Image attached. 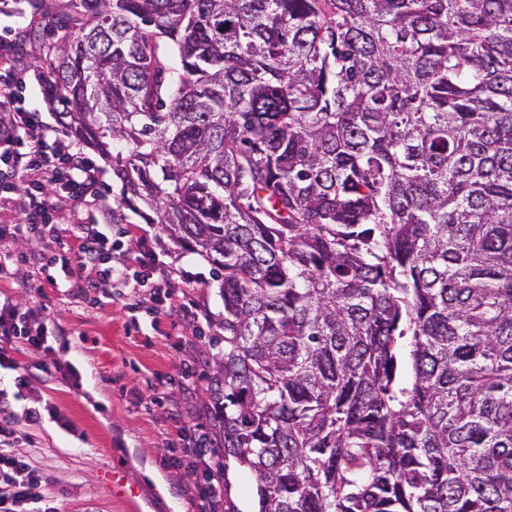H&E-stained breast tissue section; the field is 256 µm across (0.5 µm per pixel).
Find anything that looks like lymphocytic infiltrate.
I'll return each mask as SVG.
<instances>
[{
    "instance_id": "1",
    "label": "lymphocytic infiltrate",
    "mask_w": 512,
    "mask_h": 512,
    "mask_svg": "<svg viewBox=\"0 0 512 512\" xmlns=\"http://www.w3.org/2000/svg\"><path fill=\"white\" fill-rule=\"evenodd\" d=\"M14 68L12 47L0 44V190H11L13 179H20L21 207L26 214L24 223L0 227V281L10 278V264L17 257L43 267L74 264L85 273L79 288L108 291L118 286L135 297L151 288L159 308L170 310L171 295L162 289L168 274L152 252H141L132 264L113 260L109 232L113 207L97 190V167L77 143L50 135L36 113L15 106ZM70 201L78 204L79 213L64 214ZM83 211L93 215V223H81ZM65 234L74 242L72 255L49 256L39 251L44 240L57 242ZM22 243L28 250L20 254L15 247ZM45 342L35 308L0 302V369L16 371L17 389L30 386L28 378L18 372L17 347L39 349ZM41 418L36 406L0 414V512H61L57 500L44 493L47 479L43 471L15 449L23 426L39 423Z\"/></svg>"
}]
</instances>
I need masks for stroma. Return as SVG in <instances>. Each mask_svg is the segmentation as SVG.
<instances>
[{
    "label": "stroma",
    "instance_id": "obj_1",
    "mask_svg": "<svg viewBox=\"0 0 512 512\" xmlns=\"http://www.w3.org/2000/svg\"><path fill=\"white\" fill-rule=\"evenodd\" d=\"M49 34L40 29L19 46L17 104L54 123L33 61ZM158 225L133 213L112 228L114 247L126 257L149 247L169 273L178 316L158 314L152 293L130 301L120 291L76 296L72 277L53 269L54 283L23 262L14 283L0 293L37 307L50 334V350L17 353L31 390L17 391L0 376V401L12 410L33 398L57 410L28 426L17 449L45 473L48 495L62 512H200L196 485L202 477L183 458V434L205 433L216 450V474L226 477L224 512H256L253 477L223 468V436L207 392L214 359L224 342L211 318L223 305L210 265L195 254L174 252L159 240ZM162 402H155L156 393Z\"/></svg>",
    "mask_w": 512,
    "mask_h": 512
}]
</instances>
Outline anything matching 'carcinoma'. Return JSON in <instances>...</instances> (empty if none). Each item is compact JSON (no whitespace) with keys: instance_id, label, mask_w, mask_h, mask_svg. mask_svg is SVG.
<instances>
[{"instance_id":"carcinoma-1","label":"carcinoma","mask_w":512,"mask_h":512,"mask_svg":"<svg viewBox=\"0 0 512 512\" xmlns=\"http://www.w3.org/2000/svg\"><path fill=\"white\" fill-rule=\"evenodd\" d=\"M118 205L210 265L258 512H512V0H55Z\"/></svg>"}]
</instances>
